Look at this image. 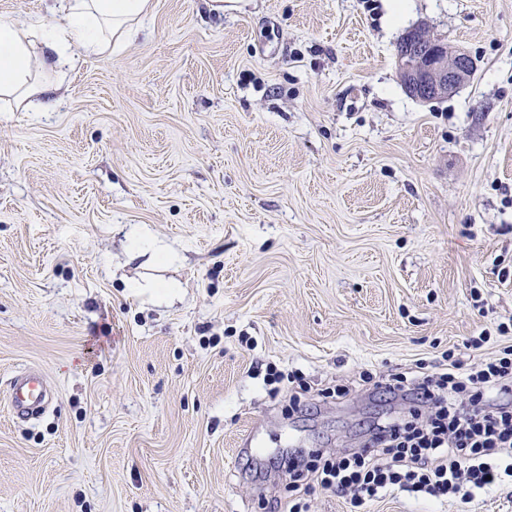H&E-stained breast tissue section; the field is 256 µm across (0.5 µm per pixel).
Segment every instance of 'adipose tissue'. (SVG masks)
<instances>
[{"mask_svg":"<svg viewBox=\"0 0 512 512\" xmlns=\"http://www.w3.org/2000/svg\"><path fill=\"white\" fill-rule=\"evenodd\" d=\"M57 2L56 20L29 26L0 21V98L16 109L50 111L57 90L51 73L120 47L151 9V0Z\"/></svg>","mask_w":512,"mask_h":512,"instance_id":"1","label":"adipose tissue"}]
</instances>
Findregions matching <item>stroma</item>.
<instances>
[{"label": "stroma", "instance_id": "35a3bbf8", "mask_svg": "<svg viewBox=\"0 0 512 512\" xmlns=\"http://www.w3.org/2000/svg\"><path fill=\"white\" fill-rule=\"evenodd\" d=\"M388 6L153 0L123 48L55 75L53 111L0 112V512H353L264 461L400 412L361 372L512 344V0ZM417 24L477 64L429 104L395 67ZM131 224L179 262L129 258ZM151 279L177 297L130 294ZM28 368L54 398L20 418ZM369 512H512V487Z\"/></svg>", "mask_w": 512, "mask_h": 512}]
</instances>
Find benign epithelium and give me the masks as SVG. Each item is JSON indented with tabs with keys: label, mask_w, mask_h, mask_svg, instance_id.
<instances>
[{
	"label": "benign epithelium",
	"mask_w": 512,
	"mask_h": 512,
	"mask_svg": "<svg viewBox=\"0 0 512 512\" xmlns=\"http://www.w3.org/2000/svg\"><path fill=\"white\" fill-rule=\"evenodd\" d=\"M395 57L405 91L421 103L454 94L472 81L476 70L469 52L448 50L447 42L420 24L403 34Z\"/></svg>",
	"instance_id": "1"
}]
</instances>
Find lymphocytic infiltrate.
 Instances as JSON below:
<instances>
[{
    "instance_id": "1",
    "label": "lymphocytic infiltrate",
    "mask_w": 512,
    "mask_h": 512,
    "mask_svg": "<svg viewBox=\"0 0 512 512\" xmlns=\"http://www.w3.org/2000/svg\"><path fill=\"white\" fill-rule=\"evenodd\" d=\"M380 388L409 411L373 423L362 448L336 457L296 455L292 480L308 478L363 508L382 495L471 498L512 482V346L465 363L455 351L429 374L395 372Z\"/></svg>"
}]
</instances>
